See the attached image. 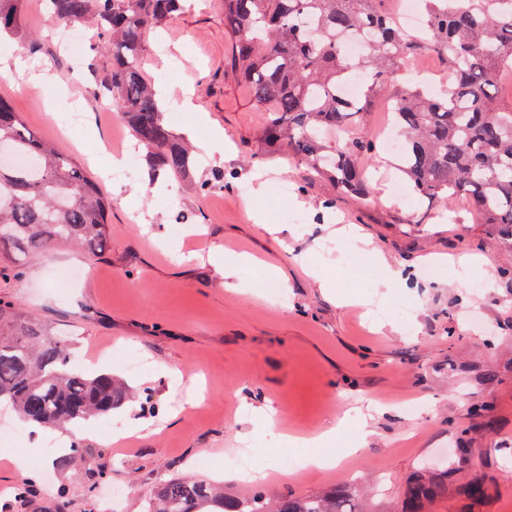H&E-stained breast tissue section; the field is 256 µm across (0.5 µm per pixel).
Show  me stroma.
Returning a JSON list of instances; mask_svg holds the SVG:
<instances>
[{"instance_id": "stroma-1", "label": "stroma", "mask_w": 512, "mask_h": 512, "mask_svg": "<svg viewBox=\"0 0 512 512\" xmlns=\"http://www.w3.org/2000/svg\"><path fill=\"white\" fill-rule=\"evenodd\" d=\"M43 0H23L20 30L0 60V97L36 136L74 157L112 199L99 255L54 244L20 253L0 245V297L18 319H36L70 340L75 364L122 378L136 400L112 414L135 434L126 447L102 433L98 419L45 433L34 445L31 426L10 420L15 441L0 457V489L39 478L31 498L14 512H103L113 488L125 490L120 512H138L162 478L195 475L223 482L232 496L254 484L223 470L225 451L336 428L347 410L375 407L366 443L338 457L328 470L288 476L273 453L269 496H308L347 486L359 512H400L405 490L423 466L467 448L448 473V494L430 512H512V255L497 234L477 220L470 200L432 204L412 190L396 193L400 160L384 134L393 92L376 95L359 130L377 145L370 161V194L340 195L308 166L261 138L264 114L246 88L224 76L228 37L221 0L189 5L146 35L143 69L166 89L165 119L195 147L192 176H151L130 128L101 87L109 62L89 25H81L85 54L69 66ZM46 69L65 88L58 99L79 98L78 130L55 126L53 106L14 57ZM224 132L227 152L211 145ZM135 148L136 170L108 181L107 149ZM223 170V189L204 194L203 180ZM267 186L287 184L288 230L268 234L266 197L255 196V176ZM251 256L239 285H223L210 248ZM475 260L480 271L460 279L457 269L437 278L432 262ZM407 282L380 287L387 270ZM328 287H321V280ZM402 300L413 309L410 328L374 307ZM137 355L145 370L126 368ZM273 405L281 418L268 429L257 408ZM485 418L471 415L473 405ZM78 441L107 467V478L62 467L48 442ZM489 486L486 501L460 496L474 478Z\"/></svg>"}]
</instances>
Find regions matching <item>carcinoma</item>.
Masks as SVG:
<instances>
[{
    "label": "carcinoma",
    "mask_w": 512,
    "mask_h": 512,
    "mask_svg": "<svg viewBox=\"0 0 512 512\" xmlns=\"http://www.w3.org/2000/svg\"><path fill=\"white\" fill-rule=\"evenodd\" d=\"M185 0H46L51 20L93 23L110 55L111 102L146 150L152 172H190L192 148L164 119L153 82L144 74L146 33L183 9ZM230 51L224 76L247 86L267 119L264 141L286 146L341 194H368L360 160L373 143L349 125L362 119L376 89L390 83L407 55L434 53L448 68V90L432 95L406 83L398 89L393 121L403 135L399 171L413 190L434 202L464 196L481 223L512 250V0H422L425 24L411 33L380 8L382 0H222ZM19 0H0V38L12 36ZM351 40L365 55L345 54ZM371 70L355 98L343 95L354 71ZM35 159L30 169L4 164L0 154V243L25 252L72 243L91 254L107 246L112 199L69 155L40 140L0 97V151ZM73 351L34 319L14 320L0 300V402L23 421L46 428L110 417L127 398L110 373L75 370ZM474 501L488 496L482 479L457 488ZM448 494L445 473L425 471L406 490L404 512ZM141 512H355L351 494L319 496L257 492L228 497L219 483L196 477L159 481Z\"/></svg>",
    "instance_id": "carcinoma-1"
}]
</instances>
